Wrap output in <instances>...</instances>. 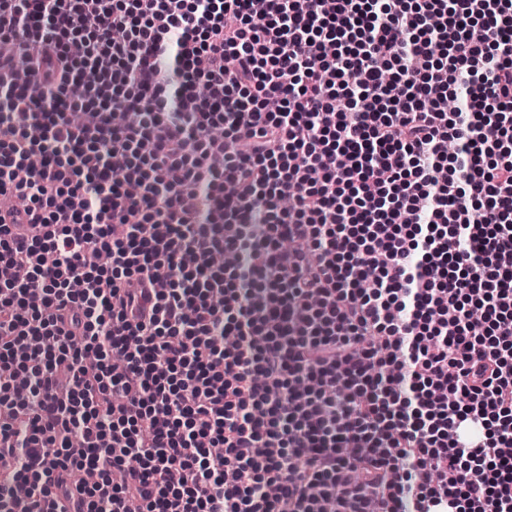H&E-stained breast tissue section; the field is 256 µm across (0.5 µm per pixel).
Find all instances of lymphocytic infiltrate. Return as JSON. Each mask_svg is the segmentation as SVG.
Instances as JSON below:
<instances>
[{
    "label": "lymphocytic infiltrate",
    "mask_w": 512,
    "mask_h": 512,
    "mask_svg": "<svg viewBox=\"0 0 512 512\" xmlns=\"http://www.w3.org/2000/svg\"><path fill=\"white\" fill-rule=\"evenodd\" d=\"M0 41V512H512V0H0Z\"/></svg>",
    "instance_id": "1"
}]
</instances>
